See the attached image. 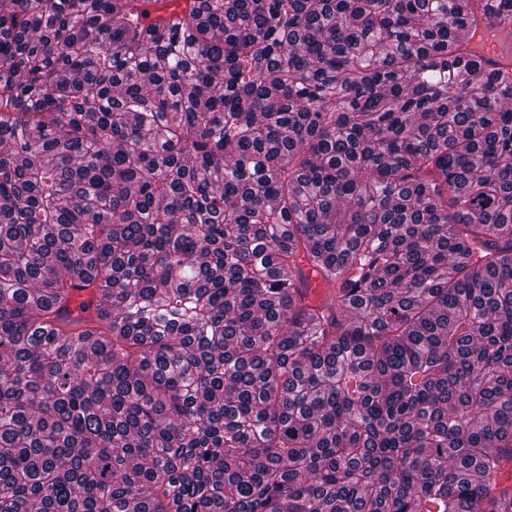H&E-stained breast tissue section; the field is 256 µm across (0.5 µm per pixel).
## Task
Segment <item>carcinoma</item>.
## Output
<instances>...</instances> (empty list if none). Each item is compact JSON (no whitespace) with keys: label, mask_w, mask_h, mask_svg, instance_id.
Here are the masks:
<instances>
[{"label":"carcinoma","mask_w":512,"mask_h":512,"mask_svg":"<svg viewBox=\"0 0 512 512\" xmlns=\"http://www.w3.org/2000/svg\"><path fill=\"white\" fill-rule=\"evenodd\" d=\"M175 2L0 0V512H512V0Z\"/></svg>","instance_id":"1"}]
</instances>
